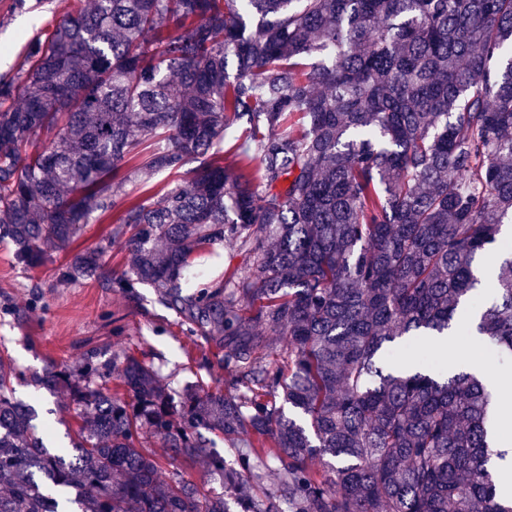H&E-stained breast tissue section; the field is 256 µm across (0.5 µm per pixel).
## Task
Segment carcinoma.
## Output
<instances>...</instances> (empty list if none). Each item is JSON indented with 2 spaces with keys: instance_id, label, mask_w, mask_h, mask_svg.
<instances>
[{
  "instance_id": "cac0c4a2",
  "label": "carcinoma",
  "mask_w": 512,
  "mask_h": 512,
  "mask_svg": "<svg viewBox=\"0 0 512 512\" xmlns=\"http://www.w3.org/2000/svg\"><path fill=\"white\" fill-rule=\"evenodd\" d=\"M160 173L183 183L123 193ZM108 213L57 279L154 289L231 379L0 354V512H512L485 376L381 365L452 335L491 255L471 326L512 355V0H77L0 74V242L37 269ZM226 241L244 265L206 273ZM25 379L68 398L72 447L44 444Z\"/></svg>"
}]
</instances>
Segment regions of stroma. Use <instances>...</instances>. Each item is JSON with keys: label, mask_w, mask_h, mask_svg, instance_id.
I'll return each instance as SVG.
<instances>
[{"label": "stroma", "mask_w": 512, "mask_h": 512, "mask_svg": "<svg viewBox=\"0 0 512 512\" xmlns=\"http://www.w3.org/2000/svg\"><path fill=\"white\" fill-rule=\"evenodd\" d=\"M73 0H42L31 12L10 10L11 0H0V73L18 66L28 39L53 28ZM64 254L37 270L14 259L11 242H0V352L28 373L51 364L71 363L97 350L102 359L131 353L158 368L164 384L178 389L190 382L213 383L224 377L218 365H205L208 344L187 335L174 311L164 307L153 289H139L130 297L106 291L95 282H56L54 270ZM424 360L438 371L466 357L479 363L501 386L512 390V359L496 355L476 341L468 330L451 336L440 347L422 340ZM15 397L35 406L38 425L51 448H67L77 430V418L64 396L18 381Z\"/></svg>", "instance_id": "1"}]
</instances>
